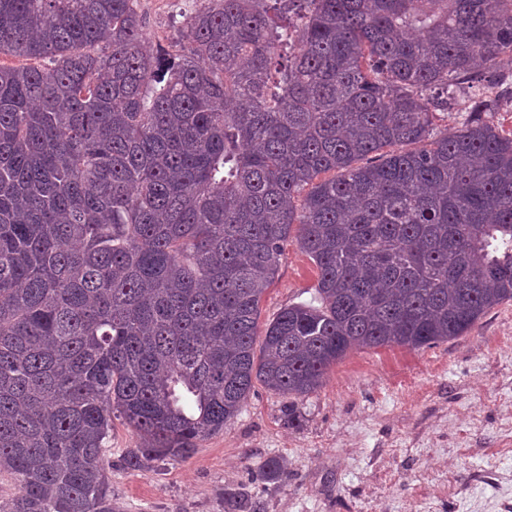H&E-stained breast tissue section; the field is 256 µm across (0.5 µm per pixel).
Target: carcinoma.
I'll return each instance as SVG.
<instances>
[{"label":"carcinoma","mask_w":512,"mask_h":512,"mask_svg":"<svg viewBox=\"0 0 512 512\" xmlns=\"http://www.w3.org/2000/svg\"><path fill=\"white\" fill-rule=\"evenodd\" d=\"M173 47L135 0H0V512H116L112 419L183 461L257 383L293 422L512 301V0H202ZM291 237L318 305L261 330Z\"/></svg>","instance_id":"carcinoma-1"}]
</instances>
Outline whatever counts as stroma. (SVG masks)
<instances>
[{
  "mask_svg": "<svg viewBox=\"0 0 512 512\" xmlns=\"http://www.w3.org/2000/svg\"><path fill=\"white\" fill-rule=\"evenodd\" d=\"M200 0H136L148 48H169ZM317 269L288 243L260 320L314 299ZM281 395L256 387L223 432L192 457L141 470L122 466L140 441L113 420L107 446L120 512H224L247 493L246 512H512V303L464 336L420 351L349 353L285 423ZM272 457L284 482L263 480Z\"/></svg>",
  "mask_w": 512,
  "mask_h": 512,
  "instance_id": "obj_1",
  "label": "stroma"
}]
</instances>
